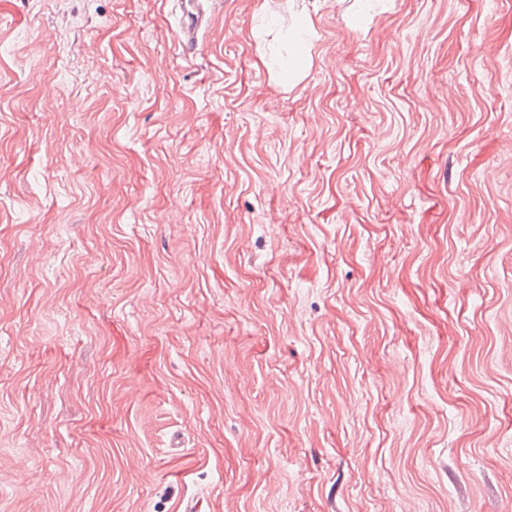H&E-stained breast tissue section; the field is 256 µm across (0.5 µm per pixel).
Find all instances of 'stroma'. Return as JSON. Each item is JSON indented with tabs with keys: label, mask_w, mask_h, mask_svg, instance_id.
I'll return each instance as SVG.
<instances>
[{
	"label": "stroma",
	"mask_w": 512,
	"mask_h": 512,
	"mask_svg": "<svg viewBox=\"0 0 512 512\" xmlns=\"http://www.w3.org/2000/svg\"><path fill=\"white\" fill-rule=\"evenodd\" d=\"M203 8L0 0V512H512V0ZM182 12L179 25V39L187 51L195 50L199 40V29L202 22V0L178 1Z\"/></svg>",
	"instance_id": "1"
}]
</instances>
